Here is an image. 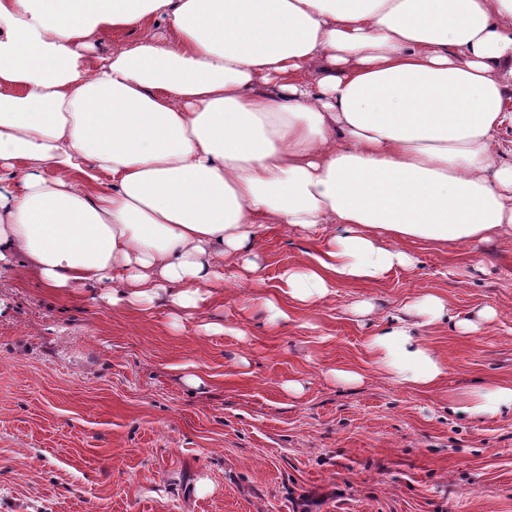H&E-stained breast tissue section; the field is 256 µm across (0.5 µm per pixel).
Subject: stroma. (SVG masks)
Here are the masks:
<instances>
[{"mask_svg":"<svg viewBox=\"0 0 512 512\" xmlns=\"http://www.w3.org/2000/svg\"><path fill=\"white\" fill-rule=\"evenodd\" d=\"M316 246L286 224L260 232L256 280L272 289ZM411 250L414 268L276 322L245 310L249 280L177 314L0 277V512H512V415L448 411L512 384V238ZM426 294L451 315L422 333L446 365L430 390L379 376L367 350Z\"/></svg>","mask_w":512,"mask_h":512,"instance_id":"1","label":"stroma"}]
</instances>
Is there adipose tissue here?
Masks as SVG:
<instances>
[{"label": "adipose tissue", "instance_id": "adipose-tissue-1", "mask_svg": "<svg viewBox=\"0 0 512 512\" xmlns=\"http://www.w3.org/2000/svg\"><path fill=\"white\" fill-rule=\"evenodd\" d=\"M141 37L88 56L93 40ZM512 0H0V273L115 308L201 311L264 225L323 247L252 305L288 316L416 263L409 243L512 237ZM367 344L444 375L421 297ZM448 408L512 414V386Z\"/></svg>", "mask_w": 512, "mask_h": 512}]
</instances>
